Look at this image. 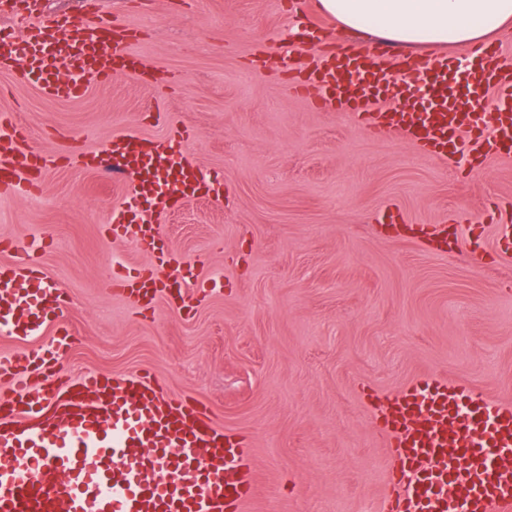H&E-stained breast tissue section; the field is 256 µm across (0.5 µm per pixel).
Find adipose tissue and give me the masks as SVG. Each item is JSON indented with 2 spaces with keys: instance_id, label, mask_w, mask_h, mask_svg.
<instances>
[{
  "instance_id": "1",
  "label": "adipose tissue",
  "mask_w": 512,
  "mask_h": 512,
  "mask_svg": "<svg viewBox=\"0 0 512 512\" xmlns=\"http://www.w3.org/2000/svg\"><path fill=\"white\" fill-rule=\"evenodd\" d=\"M340 36L401 47L474 45L512 22V0H319Z\"/></svg>"
}]
</instances>
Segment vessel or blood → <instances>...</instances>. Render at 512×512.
Masks as SVG:
<instances>
[{"instance_id": "obj_1", "label": "vessel or blood", "mask_w": 512, "mask_h": 512, "mask_svg": "<svg viewBox=\"0 0 512 512\" xmlns=\"http://www.w3.org/2000/svg\"><path fill=\"white\" fill-rule=\"evenodd\" d=\"M25 55L15 51L14 33L0 32V70L23 68L38 77L41 92L72 100L85 91L82 78L100 81L145 69L125 51L133 30L113 18L62 17L45 22L28 11ZM479 67L466 76L464 92L481 98L495 93L494 110L471 114L465 128L470 155L500 153L512 140V69L501 65L494 43L473 50ZM397 70L380 56L317 55L308 69L294 75L297 93L314 105L352 112L378 135L397 131L406 141L443 160L448 132L459 126L457 95L448 78V59L432 70L435 110L422 118L419 107L400 101L376 108L366 86L390 90ZM185 135L159 139L113 136L104 150L86 155L87 167L111 162L114 174L164 177L151 208L165 210L194 196L206 184L202 171L184 157ZM45 163L40 150H29L24 163L0 154V194L29 193ZM108 233L155 257L149 269L113 271L107 291L141 306L173 297L189 308L191 281L171 287L168 268L174 254L165 251L156 225L115 221ZM0 267V332L19 345L0 355V381L20 379V392L8 412L0 413V512H241L254 492L244 467L241 437L217 424L204 404L164 395L158 385L135 374H81L56 400L25 378L71 348L73 330L68 304L46 268L25 247ZM49 344L36 343L43 332ZM378 429L394 462L382 512H456L448 503L456 487L463 512H512V404L475 388L428 374L377 409Z\"/></svg>"}]
</instances>
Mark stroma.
I'll return each instance as SVG.
<instances>
[{
    "label": "stroma",
    "mask_w": 512,
    "mask_h": 512,
    "mask_svg": "<svg viewBox=\"0 0 512 512\" xmlns=\"http://www.w3.org/2000/svg\"><path fill=\"white\" fill-rule=\"evenodd\" d=\"M317 3L306 21L294 0H40L48 15L118 17L150 81L88 75L84 95L62 101L35 76L0 71V121L23 130L17 153L58 158L35 194H0V241H43L77 333L42 386L138 371L204 402L247 441L244 512H381L393 462L372 401L421 375L512 403V255L496 251L490 220L512 202V158L447 163L296 94L281 56L303 69L336 43ZM183 127L195 132L186 157L224 198L174 206L159 230L208 287L189 309L137 311L101 290L113 263H152L107 231L127 184L84 156L120 133ZM444 221L462 235L445 256L410 232ZM474 226L481 264L466 241Z\"/></svg>",
    "instance_id": "1"
}]
</instances>
